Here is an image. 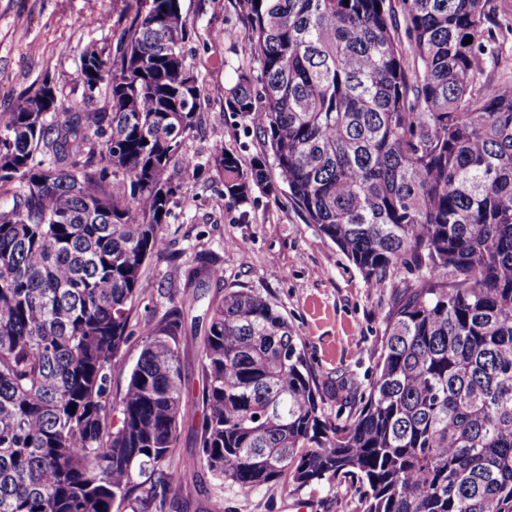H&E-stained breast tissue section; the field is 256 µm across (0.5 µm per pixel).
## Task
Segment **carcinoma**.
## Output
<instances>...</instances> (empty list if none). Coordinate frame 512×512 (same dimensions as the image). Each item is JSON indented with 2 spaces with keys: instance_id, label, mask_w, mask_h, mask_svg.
<instances>
[{
  "instance_id": "obj_1",
  "label": "carcinoma",
  "mask_w": 512,
  "mask_h": 512,
  "mask_svg": "<svg viewBox=\"0 0 512 512\" xmlns=\"http://www.w3.org/2000/svg\"><path fill=\"white\" fill-rule=\"evenodd\" d=\"M489 0H235L257 70L228 109L272 162L212 148L224 196L288 198L382 288L364 391L330 420L305 348L267 295L225 289L203 312L197 456L248 495L348 482L360 512H512V81L474 94ZM178 0H151L116 53L85 46L83 112L42 82L0 111V512L163 509L187 386L184 301L140 327L124 393L112 372L152 283L147 261L202 163L182 152L201 88ZM472 43H467V40ZM142 74H137V71ZM224 276L201 253L191 297Z\"/></svg>"
}]
</instances>
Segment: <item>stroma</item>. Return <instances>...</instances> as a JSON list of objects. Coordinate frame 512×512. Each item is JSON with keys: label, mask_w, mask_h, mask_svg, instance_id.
Returning a JSON list of instances; mask_svg holds the SVG:
<instances>
[{"label": "stroma", "mask_w": 512, "mask_h": 512, "mask_svg": "<svg viewBox=\"0 0 512 512\" xmlns=\"http://www.w3.org/2000/svg\"><path fill=\"white\" fill-rule=\"evenodd\" d=\"M182 14L194 31L186 44L187 61L202 88L200 123L183 145L185 154L206 161L215 143L250 165L264 147L251 126L225 108V92L249 58L241 44L214 40V31L234 28V0H180ZM139 0H0V110L38 87L43 80L56 86L63 100L85 103L98 111L101 100L85 102L77 78L81 53L88 42L115 51ZM499 24L474 90L489 93L512 79V0H490ZM104 25H94V18ZM210 169L189 178L178 208L164 226L163 254L146 266L154 289L135 310L131 324L139 326L168 307L169 296H181L185 270L197 252L210 253L224 269L223 285L203 289L189 313L202 314L209 301L228 288H250L269 295L300 337L324 392V412L335 417L336 385L348 380L366 385L381 353L383 318L397 291L410 284L406 270L394 272L386 287H368L362 274L340 249L305 223L286 195L268 196L257 190L243 204L230 202ZM204 327L187 324L182 339L181 370L189 381L192 400L188 420L166 470L173 476L164 512H359L361 492L344 485L302 490L280 485L243 496L220 487L202 469H185L197 455V433L203 409L200 359Z\"/></svg>", "instance_id": "35a3bbf8"}]
</instances>
